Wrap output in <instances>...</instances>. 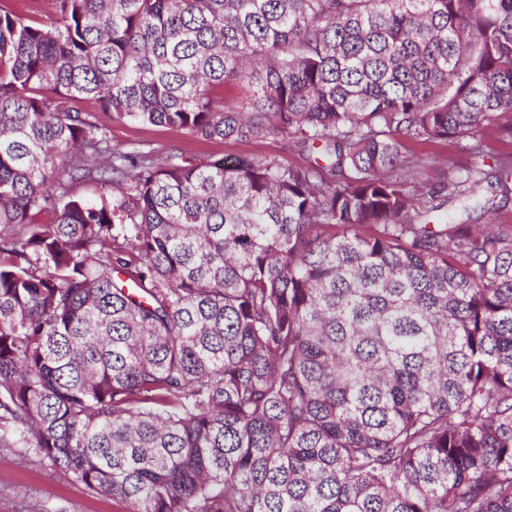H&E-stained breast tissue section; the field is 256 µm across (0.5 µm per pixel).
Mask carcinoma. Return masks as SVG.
Instances as JSON below:
<instances>
[{"label": "carcinoma", "instance_id": "carcinoma-1", "mask_svg": "<svg viewBox=\"0 0 512 512\" xmlns=\"http://www.w3.org/2000/svg\"><path fill=\"white\" fill-rule=\"evenodd\" d=\"M55 4L0 9V448L127 512H512V224L470 223L512 0ZM87 100L327 164L114 148ZM406 153L411 157H427L430 160H449L456 164H466L467 154L456 144L446 141L406 142Z\"/></svg>", "mask_w": 512, "mask_h": 512}]
</instances>
